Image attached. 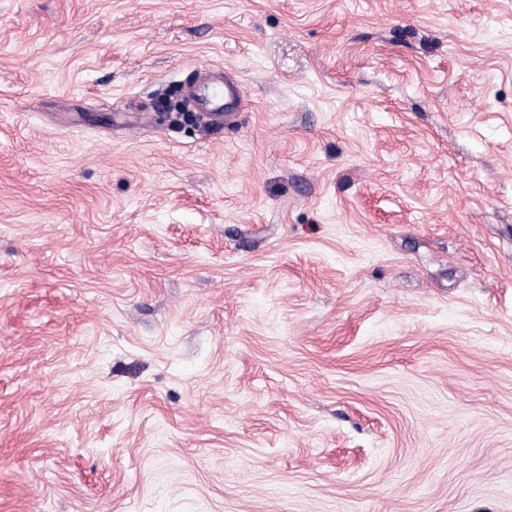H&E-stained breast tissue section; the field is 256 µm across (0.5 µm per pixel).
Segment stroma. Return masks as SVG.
<instances>
[{
  "instance_id": "obj_1",
  "label": "stroma",
  "mask_w": 512,
  "mask_h": 512,
  "mask_svg": "<svg viewBox=\"0 0 512 512\" xmlns=\"http://www.w3.org/2000/svg\"><path fill=\"white\" fill-rule=\"evenodd\" d=\"M0 512H512V0H0ZM220 86L210 82H201L192 87L187 94L191 102L199 112L212 117L214 120H231L234 113L229 110L240 107L245 100L244 89L241 83H227L224 91ZM225 112V113H224Z\"/></svg>"
}]
</instances>
